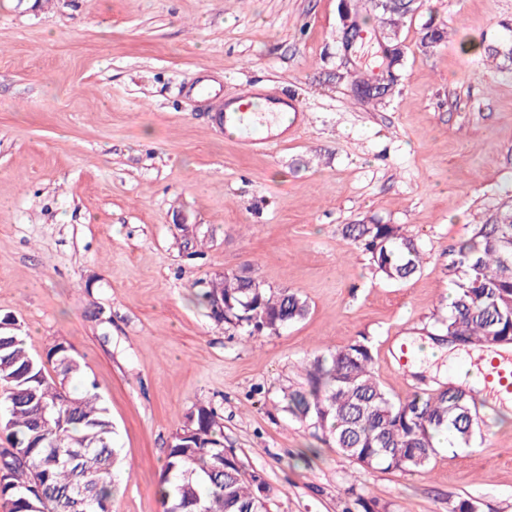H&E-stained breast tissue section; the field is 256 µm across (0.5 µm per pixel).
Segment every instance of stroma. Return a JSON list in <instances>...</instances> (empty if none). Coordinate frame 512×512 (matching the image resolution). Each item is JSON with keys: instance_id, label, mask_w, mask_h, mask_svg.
I'll list each match as a JSON object with an SVG mask.
<instances>
[{"instance_id": "35a3bbf8", "label": "stroma", "mask_w": 512, "mask_h": 512, "mask_svg": "<svg viewBox=\"0 0 512 512\" xmlns=\"http://www.w3.org/2000/svg\"><path fill=\"white\" fill-rule=\"evenodd\" d=\"M344 0H0V317L30 352L66 341L107 406L124 476L114 512H160L169 444L198 406L271 485L270 512H512V414L479 399L480 446L421 472L361 466L288 410L302 361L365 337L397 400L447 386L403 358L444 311L448 250L512 208V0H419L391 96L364 103L376 23L342 44ZM448 35L421 44L427 25ZM473 44V52L461 49ZM301 118L243 152L207 101L246 87ZM399 224L423 245L382 280L342 236ZM227 273L298 291L306 317L253 336L200 299Z\"/></svg>"}]
</instances>
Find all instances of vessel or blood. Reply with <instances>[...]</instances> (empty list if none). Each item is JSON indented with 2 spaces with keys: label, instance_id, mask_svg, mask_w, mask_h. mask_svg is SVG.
<instances>
[{
  "label": "vessel or blood",
  "instance_id": "vessel-or-blood-1",
  "mask_svg": "<svg viewBox=\"0 0 512 512\" xmlns=\"http://www.w3.org/2000/svg\"><path fill=\"white\" fill-rule=\"evenodd\" d=\"M251 90H243L238 98L216 102L213 106V128L220 129L231 125L238 129V139L243 148L250 151H268L279 145L277 137L271 134V122L267 115L255 112L245 106V99L250 98ZM486 382L497 384L502 391L512 395V359L492 361L491 368L485 375Z\"/></svg>",
  "mask_w": 512,
  "mask_h": 512
}]
</instances>
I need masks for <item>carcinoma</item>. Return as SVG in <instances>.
I'll list each match as a JSON object with an SVG mask.
<instances>
[{
  "label": "carcinoma",
  "instance_id": "obj_1",
  "mask_svg": "<svg viewBox=\"0 0 512 512\" xmlns=\"http://www.w3.org/2000/svg\"><path fill=\"white\" fill-rule=\"evenodd\" d=\"M369 14L398 24L409 0H368ZM343 237L364 252L387 281L404 283L422 267V246L396 224H347ZM454 279L447 310L435 325L451 342L512 343V209L481 224L448 254ZM202 298L215 320L253 335L277 333L305 317L307 302L294 290L276 292L252 277L226 274ZM54 363V373L45 361ZM47 360L27 349L21 329H0V501L9 512H112L119 473L112 419L99 395L73 396L67 382L85 368L66 345ZM367 339L354 340L306 362L308 389L288 395L289 408L311 422L337 451L362 466L418 472L438 454L482 437L473 390L448 385L395 400L373 371ZM216 412L200 406L168 448L159 481L161 512H268L270 487L246 473L217 438Z\"/></svg>",
  "mask_w": 512,
  "mask_h": 512
}]
</instances>
